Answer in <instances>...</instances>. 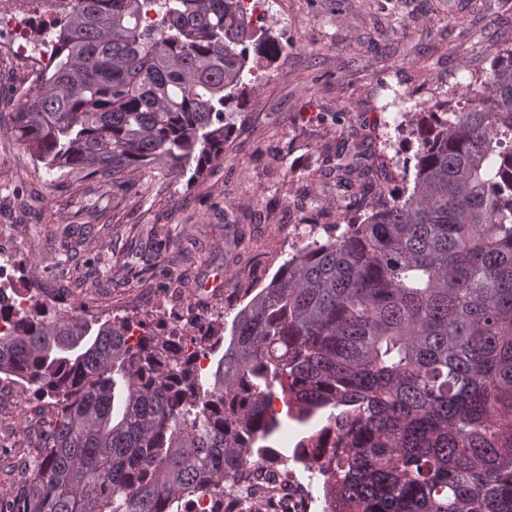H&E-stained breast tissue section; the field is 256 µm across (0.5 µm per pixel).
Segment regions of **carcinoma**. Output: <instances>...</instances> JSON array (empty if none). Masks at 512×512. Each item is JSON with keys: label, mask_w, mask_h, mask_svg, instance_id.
<instances>
[{"label": "carcinoma", "mask_w": 512, "mask_h": 512, "mask_svg": "<svg viewBox=\"0 0 512 512\" xmlns=\"http://www.w3.org/2000/svg\"><path fill=\"white\" fill-rule=\"evenodd\" d=\"M49 66L12 113L33 162L115 192L224 161L226 109L283 51L246 0H54ZM417 121L413 186L336 149L344 229L244 291L224 327L168 334L0 296V377L51 430L0 512H181L278 460L270 403L305 428L325 512H512V37ZM366 212L363 221L348 217ZM218 356L196 370L193 356ZM335 432L333 448L321 447Z\"/></svg>", "instance_id": "obj_1"}]
</instances>
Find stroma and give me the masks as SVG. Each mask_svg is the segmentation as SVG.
Returning <instances> with one entry per match:
<instances>
[{"label": "stroma", "mask_w": 512, "mask_h": 512, "mask_svg": "<svg viewBox=\"0 0 512 512\" xmlns=\"http://www.w3.org/2000/svg\"><path fill=\"white\" fill-rule=\"evenodd\" d=\"M512 23V0H276L263 26L283 45L259 69L220 166L200 181L160 182L148 173L116 195L100 184L53 180L19 148L10 114L37 86L0 35V248L10 251L13 285L38 281L57 298L108 317L138 315L151 328L192 330L236 297L231 269L260 281L311 239H326L346 188L322 172L331 148L375 141L395 179L412 186L418 140L414 113L447 100L453 88L489 69L491 51ZM92 205L113 213L71 252L74 272L53 267L60 217L83 221ZM154 235L161 251L142 277L118 261L131 241ZM252 246L240 250L239 235ZM23 387L0 381V477L24 479L37 454L21 438L41 418L20 413Z\"/></svg>", "instance_id": "obj_1"}]
</instances>
